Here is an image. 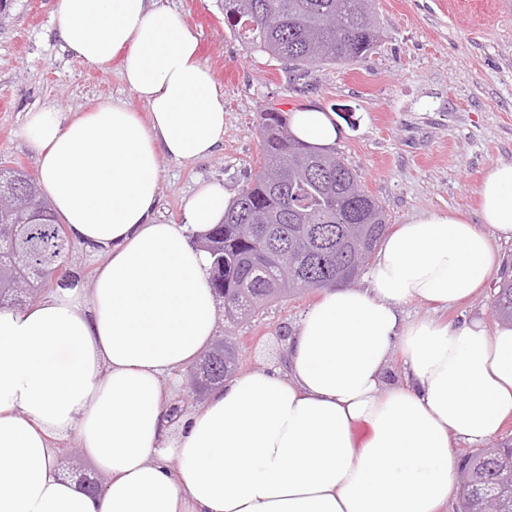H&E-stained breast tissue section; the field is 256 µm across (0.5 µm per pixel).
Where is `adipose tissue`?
<instances>
[{"instance_id":"ef3b65f1","label":"adipose tissue","mask_w":512,"mask_h":512,"mask_svg":"<svg viewBox=\"0 0 512 512\" xmlns=\"http://www.w3.org/2000/svg\"><path fill=\"white\" fill-rule=\"evenodd\" d=\"M52 26L89 64L121 58L148 112L47 108L20 130L69 239L98 264L92 282L0 309V512H446L454 441L482 444L512 416V327L402 307L445 308L487 285L497 241L512 239V162L481 182L479 223L399 225L364 286L322 290L279 367L238 372L173 419L176 371L219 334L199 242L234 194L203 186L179 222H158L160 162L223 145L224 97L196 32L156 0H60ZM290 128L322 149L338 138L318 109L292 113ZM73 434L98 493L62 470L58 444Z\"/></svg>"}]
</instances>
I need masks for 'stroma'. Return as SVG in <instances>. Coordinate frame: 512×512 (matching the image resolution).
Instances as JSON below:
<instances>
[{"label":"stroma","instance_id":"1","mask_svg":"<svg viewBox=\"0 0 512 512\" xmlns=\"http://www.w3.org/2000/svg\"><path fill=\"white\" fill-rule=\"evenodd\" d=\"M199 35L201 60L224 97V144L193 164L162 160L157 216L179 221L208 183L240 192L257 171L265 109L332 113L336 151L384 205L390 227L412 218L478 214L477 191L496 162H512V0H375L381 39L350 65H318L295 79L250 53L224 22L219 0H160ZM58 0H7L0 14V162L36 174L19 136L26 113L83 112L118 99L146 107L120 76L71 54L51 25ZM316 299L271 304L235 331L239 369L283 359L281 327L296 329Z\"/></svg>","mask_w":512,"mask_h":512}]
</instances>
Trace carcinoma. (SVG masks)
I'll return each instance as SVG.
<instances>
[{"mask_svg": "<svg viewBox=\"0 0 512 512\" xmlns=\"http://www.w3.org/2000/svg\"><path fill=\"white\" fill-rule=\"evenodd\" d=\"M372 0H224V18L252 52L281 61L302 76L318 64H350L380 39L367 26ZM259 171L203 244L213 257L211 284L224 309V336L187 371L202 385L232 375L238 344L232 329L272 301L349 286L370 264L386 235L384 206L350 187L360 175L335 151H315L292 133L288 113H260ZM17 171L0 166V307H19L63 271L72 244L49 201L31 204L12 190ZM512 324V266L503 269L491 305ZM459 467L458 509L512 512V438L465 455Z\"/></svg>", "mask_w": 512, "mask_h": 512, "instance_id": "carcinoma-1", "label": "carcinoma"}]
</instances>
